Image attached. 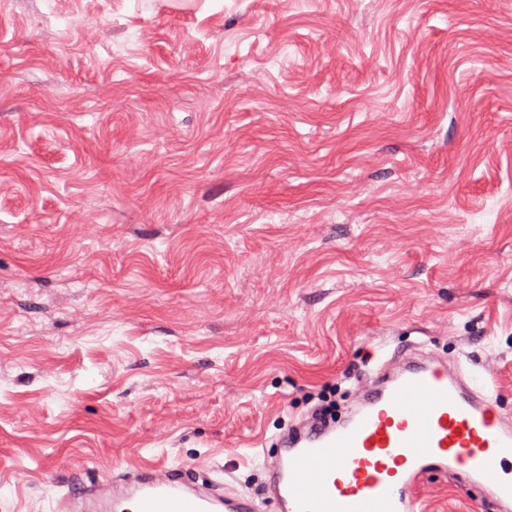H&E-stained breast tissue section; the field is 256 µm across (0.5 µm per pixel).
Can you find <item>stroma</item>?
<instances>
[{
    "label": "stroma",
    "mask_w": 512,
    "mask_h": 512,
    "mask_svg": "<svg viewBox=\"0 0 512 512\" xmlns=\"http://www.w3.org/2000/svg\"><path fill=\"white\" fill-rule=\"evenodd\" d=\"M413 342L512 414V0H0V512L150 458L277 512Z\"/></svg>",
    "instance_id": "obj_1"
}]
</instances>
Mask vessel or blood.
<instances>
[{
  "label": "vessel or blood",
  "mask_w": 512,
  "mask_h": 512,
  "mask_svg": "<svg viewBox=\"0 0 512 512\" xmlns=\"http://www.w3.org/2000/svg\"><path fill=\"white\" fill-rule=\"evenodd\" d=\"M267 488L280 512H421L433 474L482 488L512 512V416L485 377L410 348L382 359L340 420L304 421L277 439ZM52 512H257L253 498L162 463L75 483Z\"/></svg>",
  "instance_id": "obj_1"
}]
</instances>
